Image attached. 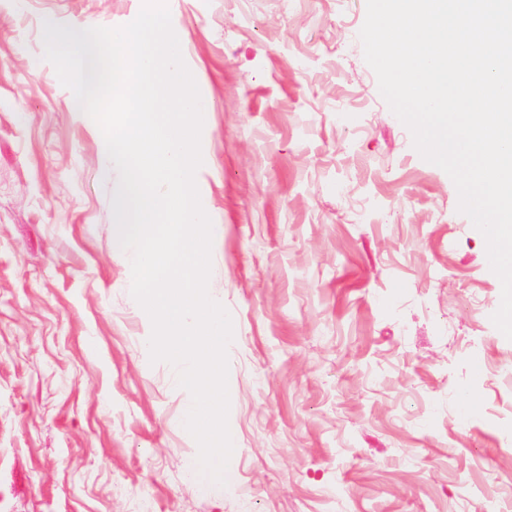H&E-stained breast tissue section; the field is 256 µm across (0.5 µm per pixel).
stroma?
<instances>
[{"label": "stroma", "instance_id": "1", "mask_svg": "<svg viewBox=\"0 0 512 512\" xmlns=\"http://www.w3.org/2000/svg\"><path fill=\"white\" fill-rule=\"evenodd\" d=\"M142 3L0 0V512L512 506L501 283L379 92L366 0H169L211 104L198 188L234 326V476L190 479L189 394L149 361L103 135L44 58L45 18L117 27Z\"/></svg>", "mask_w": 512, "mask_h": 512}]
</instances>
